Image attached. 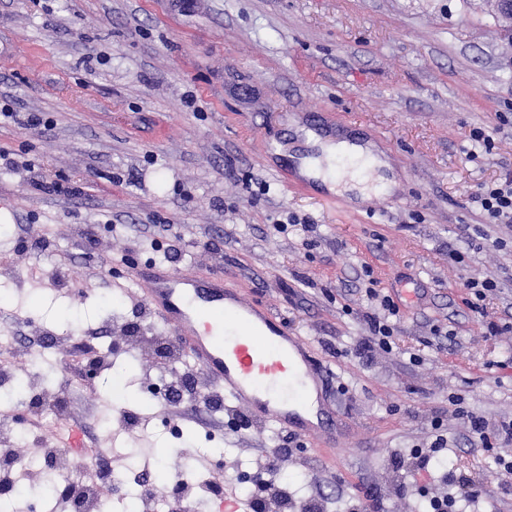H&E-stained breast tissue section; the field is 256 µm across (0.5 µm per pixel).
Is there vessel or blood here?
Segmentation results:
<instances>
[{"label": "vessel or blood", "instance_id": "obj_1", "mask_svg": "<svg viewBox=\"0 0 512 512\" xmlns=\"http://www.w3.org/2000/svg\"><path fill=\"white\" fill-rule=\"evenodd\" d=\"M150 312L177 336L207 381L286 431L329 424L304 344L287 321L224 284L148 260L134 271Z\"/></svg>", "mask_w": 512, "mask_h": 512}]
</instances>
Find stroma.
<instances>
[{"instance_id":"1","label":"stroma","mask_w":512,"mask_h":512,"mask_svg":"<svg viewBox=\"0 0 512 512\" xmlns=\"http://www.w3.org/2000/svg\"><path fill=\"white\" fill-rule=\"evenodd\" d=\"M4 104L36 117L0 120V151L19 163L0 169V303L22 347L47 332L72 350L130 326L163 335L139 283L113 286L121 261L223 271L328 374L325 403L343 426L287 458L295 497L326 499L327 512L377 500L423 512L442 484L412 476L409 455L437 420L441 459L486 491L460 512H512L498 449L474 447L451 403L512 417V223H486L475 201L512 172V19L494 0H0ZM305 126L375 143L392 200H326L297 177L289 157ZM292 215L313 231L276 229ZM489 277L481 321L466 283ZM370 287L400 311L392 350L366 360L355 348L382 312ZM156 366L140 348L73 390L78 373L61 362L41 373L47 392L73 393L58 424L82 434L72 464L108 448L113 470L136 473L150 456L188 468L220 452L230 493L280 447L281 429L255 418L205 442L219 423L193 401L168 410L181 438L125 429L113 408L152 414L139 384ZM411 482L424 495L399 494Z\"/></svg>"}]
</instances>
